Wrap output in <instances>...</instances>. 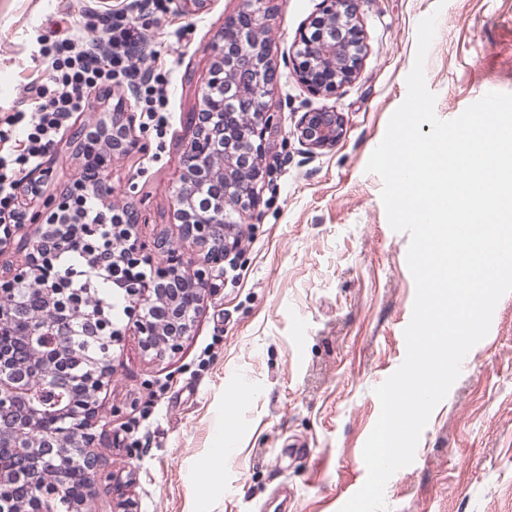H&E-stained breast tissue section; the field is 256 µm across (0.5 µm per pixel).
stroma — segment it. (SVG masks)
Masks as SVG:
<instances>
[{
  "label": "stroma",
  "instance_id": "stroma-1",
  "mask_svg": "<svg viewBox=\"0 0 512 512\" xmlns=\"http://www.w3.org/2000/svg\"><path fill=\"white\" fill-rule=\"evenodd\" d=\"M267 29L279 79V128L266 142L273 166L253 219L240 224L242 252L225 270L177 352H143L127 333L112 350V384L100 395L102 451L110 489L89 512H339L364 484L363 445L380 414L374 393L403 362L415 284L408 233L392 230L382 179L367 172L388 121L407 95L417 26L437 14L425 61L439 119L458 117L490 91L512 93V0H362L365 57L336 96L296 80L292 45L320 0H274ZM241 0H0V129L45 78L39 39L65 36L88 10H126L172 72L167 134L137 126L144 151L113 160L105 183L118 206L135 204L146 242L164 240L191 258L194 246L171 220L181 144L213 62L212 42ZM111 100L91 93L45 157L43 198L81 173L72 144ZM331 107L344 119L336 146L309 150L292 131L302 113ZM246 395L227 414V390ZM228 428L235 455L206 462ZM387 512H512V292L498 302L488 335L433 410L414 462L384 491Z\"/></svg>",
  "mask_w": 512,
  "mask_h": 512
}]
</instances>
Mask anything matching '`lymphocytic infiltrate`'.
<instances>
[{"label":"lymphocytic infiltrate","instance_id":"lymphocytic-infiltrate-1","mask_svg":"<svg viewBox=\"0 0 512 512\" xmlns=\"http://www.w3.org/2000/svg\"><path fill=\"white\" fill-rule=\"evenodd\" d=\"M39 55L48 77L27 88L35 106L12 113L7 129L0 130V224L23 223L15 185L41 166L72 115L86 110L89 91L126 87L136 93L141 114L156 132H163L167 123L169 81L154 71L158 52L128 13L94 14L92 21L66 36L45 41ZM13 127L20 128V139L11 138ZM55 270L74 291L91 294L96 305L111 308L116 286L111 272L87 265L78 247L60 245Z\"/></svg>","mask_w":512,"mask_h":512}]
</instances>
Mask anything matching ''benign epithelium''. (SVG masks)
Wrapping results in <instances>:
<instances>
[{"mask_svg":"<svg viewBox=\"0 0 512 512\" xmlns=\"http://www.w3.org/2000/svg\"><path fill=\"white\" fill-rule=\"evenodd\" d=\"M273 10L271 0H245L212 46L210 77L191 116L192 136L183 144L172 212L196 248L193 272H185L183 259L169 247L151 277L141 276V264L150 262L136 233L142 216L128 206L112 224V275H124L129 292L146 307L166 311L163 321L128 311L147 353L180 348L223 273L224 258L238 247L237 220L224 207L244 218L260 203L270 174L262 157L267 135L277 128L270 95L278 71L265 36ZM364 56L358 0H321L295 41L292 67L307 91L331 97L356 78ZM110 121V148L82 131L76 135L90 169L102 172L112 158L143 149L131 104L117 102ZM342 132V114L331 107L303 113L293 135L309 149H326ZM70 197L66 192L46 206V222L29 238L24 261L0 267V493L12 494L14 481L25 476L26 499L39 503L38 512H53L48 495L71 487L76 460L84 482L70 498L69 512H82L88 489L112 477L98 451L104 438L99 395L112 383V346L122 331L53 273L59 224L71 225L68 241L85 247L87 260L96 252L94 226L80 223ZM78 335L101 349L82 352L74 343Z\"/></svg>","mask_w":512,"mask_h":512,"instance_id":"obj_1","label":"benign epithelium"}]
</instances>
